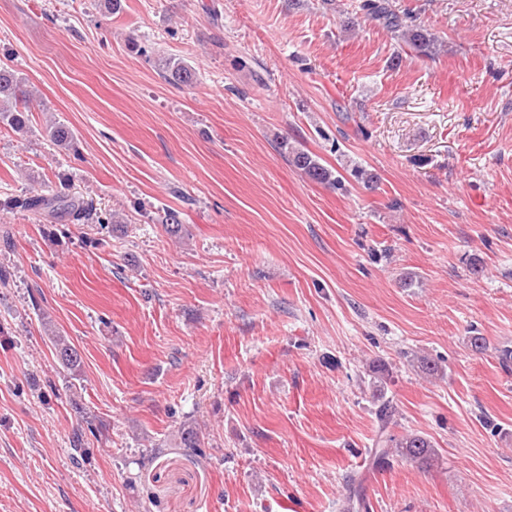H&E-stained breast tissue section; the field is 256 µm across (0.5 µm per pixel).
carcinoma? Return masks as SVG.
<instances>
[{
  "label": "carcinoma",
  "mask_w": 512,
  "mask_h": 512,
  "mask_svg": "<svg viewBox=\"0 0 512 512\" xmlns=\"http://www.w3.org/2000/svg\"><path fill=\"white\" fill-rule=\"evenodd\" d=\"M354 13L361 14L369 21L382 24L397 34L400 45L415 52L432 57L438 53L435 37L421 25L416 23V16L410 12H398L389 0H353L348 4ZM164 78L185 85L193 83L195 72L182 60L175 57H165L161 60ZM32 92L27 89L25 78L8 66H0V123L16 133L29 130L32 116ZM45 131L54 144L67 150L77 146L75 130L61 120H51ZM288 162L309 180L336 188L342 185L343 177L338 171L322 164L321 159L307 150L291 148L288 151ZM354 181L366 190H373L378 184V176L372 171L355 165L350 171ZM4 206L10 209L21 208L39 215L56 224H103L105 220L97 215L93 205L84 197L75 194L55 193L43 194L33 191L23 197H14L5 201ZM162 223L172 236L185 232L180 219V212L175 209L164 211ZM55 356L60 365L72 375H77L81 368L82 359L77 349L67 339L57 333L50 337ZM388 374L383 369L375 371L374 388L377 392L379 406L378 420L382 428L392 420L395 408L384 397ZM179 445L188 453L200 456L204 454L197 430L187 426L178 431ZM438 453L433 442L419 433L405 434L400 437L380 434L372 450V464L382 465L392 458L417 462L423 466H431ZM366 508L362 494L361 483L350 481L349 493L346 498L347 512H361Z\"/></svg>",
  "instance_id": "1"
}]
</instances>
